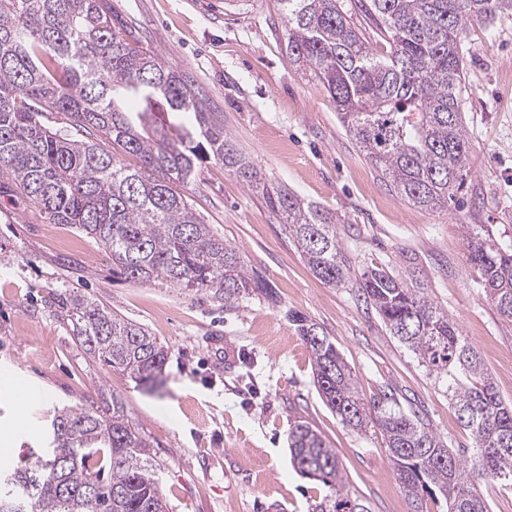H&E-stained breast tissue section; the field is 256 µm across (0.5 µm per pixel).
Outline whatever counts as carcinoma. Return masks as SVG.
<instances>
[{
  "mask_svg": "<svg viewBox=\"0 0 512 512\" xmlns=\"http://www.w3.org/2000/svg\"><path fill=\"white\" fill-rule=\"evenodd\" d=\"M288 61L320 82L364 157L405 202L438 209L461 185L470 146L462 113L466 40L472 20L512 11V0H368L372 25L350 22L340 0H282ZM159 101L187 123L158 127L150 109L131 115L121 93ZM62 112L69 123L49 125ZM134 155L130 167L121 153ZM214 160L261 193L309 269L334 286L350 283L335 218L265 174L210 118L182 75L112 30L105 0H0V171L51 224H72L112 257L113 272L205 291L224 306L274 290L245 267L181 192L199 165ZM467 263L499 314L512 319V247L474 225ZM356 291L385 329L424 367L470 431V453L456 452L394 391L367 406L336 345L294 313L309 350L313 384L348 429L378 423L409 503L427 512H490L479 485L512 483V405L498 395L480 357L448 312L411 271L368 266ZM83 351L106 371L149 382L167 348L143 326L90 297H55ZM35 462L15 470L17 495L0 512H168L151 442L112 396L105 406L67 405L45 426ZM293 467L332 487L312 512H370L351 493L336 451L303 421L288 431Z\"/></svg>",
  "mask_w": 512,
  "mask_h": 512,
  "instance_id": "carcinoma-1",
  "label": "carcinoma"
}]
</instances>
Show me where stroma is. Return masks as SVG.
<instances>
[{"mask_svg": "<svg viewBox=\"0 0 512 512\" xmlns=\"http://www.w3.org/2000/svg\"><path fill=\"white\" fill-rule=\"evenodd\" d=\"M112 25L178 70L206 111L267 180L320 205L354 270H415L428 294L479 352L499 396L512 402V321L478 288L466 261L472 225L512 246V11L468 31L463 115L470 145L462 187L442 210L408 205L365 160L336 104L288 62L281 0H107ZM212 231L264 277L276 304L233 307L203 292L114 277L95 239L51 224L0 178V370L16 369L37 398L0 395V466L23 464L43 436L41 413L120 396L145 433L169 512H309L328 494L290 461L288 429L309 423L371 512H407L378 425L347 429L312 384L310 353L289 316L317 323L351 369L366 402L398 393L454 449L472 436L425 369L386 332L354 288L317 278L261 194L208 161L185 189ZM73 289L118 310L164 344L154 386L90 361L46 302ZM24 416L26 428L15 426Z\"/></svg>", "mask_w": 512, "mask_h": 512, "instance_id": "1", "label": "stroma"}]
</instances>
